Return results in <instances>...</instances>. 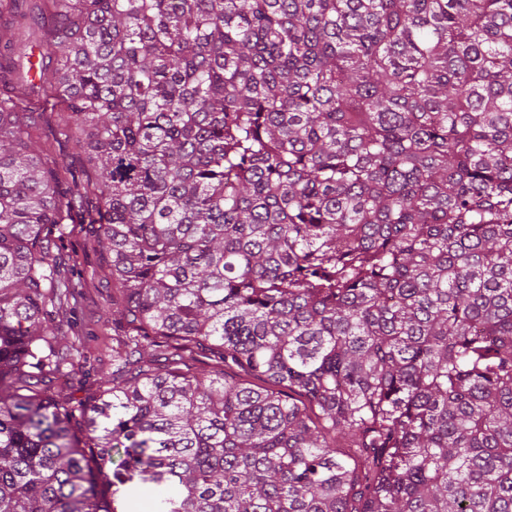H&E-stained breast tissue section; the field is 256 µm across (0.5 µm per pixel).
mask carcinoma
Here are the masks:
<instances>
[{"label": "carcinoma", "mask_w": 512, "mask_h": 512, "mask_svg": "<svg viewBox=\"0 0 512 512\" xmlns=\"http://www.w3.org/2000/svg\"><path fill=\"white\" fill-rule=\"evenodd\" d=\"M1 25L0 512H512V0ZM68 224L111 257L106 378ZM56 122H55V116H49L45 119V122L42 126L41 130V137L42 139H49L51 140L56 148V151L60 157L61 160L72 164L76 169H79L82 167L83 160L82 156H79L76 153V150L73 147V144L71 141H68L63 136H59L56 134ZM55 135H57L58 141L54 142L53 139H55ZM178 492L179 487L176 485H167L163 491L151 484L142 485L138 495V510L140 512H154L156 510V502L163 493L169 497L176 495Z\"/></svg>", "instance_id": "cac0c4a2"}]
</instances>
